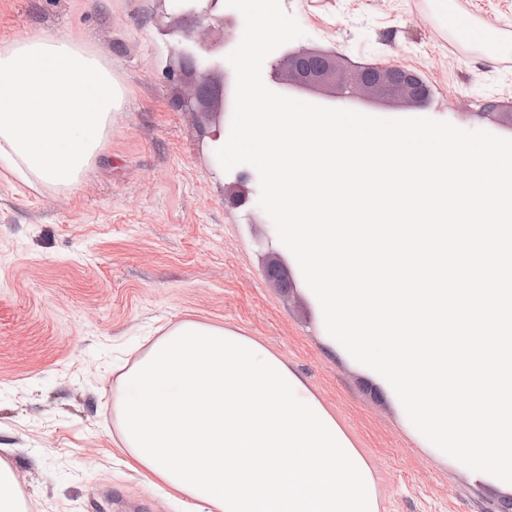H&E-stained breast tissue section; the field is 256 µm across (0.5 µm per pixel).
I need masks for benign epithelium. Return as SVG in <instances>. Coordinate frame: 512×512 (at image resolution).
Instances as JSON below:
<instances>
[{"mask_svg":"<svg viewBox=\"0 0 512 512\" xmlns=\"http://www.w3.org/2000/svg\"><path fill=\"white\" fill-rule=\"evenodd\" d=\"M223 0H203L186 12L193 26H202L217 18ZM289 75L284 89H316L328 86L343 99H354L363 92L388 99L403 98L411 104H421L430 96V87L415 70L405 66L366 67L351 75L336 71L332 57L321 51L301 50L288 55ZM201 98H217L224 111L234 110L235 93L231 81L224 80L222 88L214 87L204 78L198 87Z\"/></svg>","mask_w":512,"mask_h":512,"instance_id":"1","label":"benign epithelium"}]
</instances>
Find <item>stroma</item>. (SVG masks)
Returning a JSON list of instances; mask_svg holds the SVG:
<instances>
[{"instance_id": "stroma-1", "label": "stroma", "mask_w": 512, "mask_h": 512, "mask_svg": "<svg viewBox=\"0 0 512 512\" xmlns=\"http://www.w3.org/2000/svg\"><path fill=\"white\" fill-rule=\"evenodd\" d=\"M462 23L512 37V0H447ZM300 49L344 66L403 65L432 88L422 107L339 99L381 118L429 117L512 138L506 53L452 48L431 0H280ZM178 0H0V45L68 32L112 65L124 103L90 172L30 188L0 160V461L27 512H187L136 464L113 409L123 377L184 321L250 338L280 358L373 469L379 512H512V487L433 448L395 394L320 328L292 253L259 205L256 170L215 167L232 117L198 99L183 68ZM499 104L483 112L485 101Z\"/></svg>"}]
</instances>
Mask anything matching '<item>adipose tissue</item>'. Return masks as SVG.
<instances>
[{
	"mask_svg": "<svg viewBox=\"0 0 512 512\" xmlns=\"http://www.w3.org/2000/svg\"><path fill=\"white\" fill-rule=\"evenodd\" d=\"M123 101L111 65L66 32L15 39L0 47V160L29 185L72 186Z\"/></svg>",
	"mask_w": 512,
	"mask_h": 512,
	"instance_id": "adipose-tissue-1",
	"label": "adipose tissue"
}]
</instances>
